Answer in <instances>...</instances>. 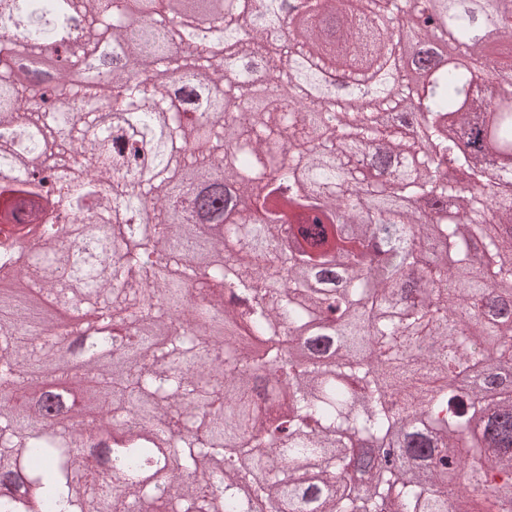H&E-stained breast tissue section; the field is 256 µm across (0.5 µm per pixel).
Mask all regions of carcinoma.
<instances>
[{
    "label": "carcinoma",
    "instance_id": "1",
    "mask_svg": "<svg viewBox=\"0 0 512 512\" xmlns=\"http://www.w3.org/2000/svg\"><path fill=\"white\" fill-rule=\"evenodd\" d=\"M151 2L0 0V273L83 312L102 383L46 418L20 389L69 379L59 323L0 300V512H456L450 472L512 512V96L481 69L512 75V0ZM337 66L383 75L338 108Z\"/></svg>",
    "mask_w": 512,
    "mask_h": 512
}]
</instances>
